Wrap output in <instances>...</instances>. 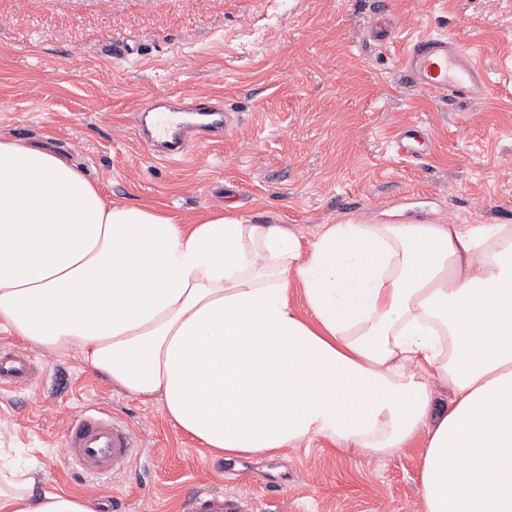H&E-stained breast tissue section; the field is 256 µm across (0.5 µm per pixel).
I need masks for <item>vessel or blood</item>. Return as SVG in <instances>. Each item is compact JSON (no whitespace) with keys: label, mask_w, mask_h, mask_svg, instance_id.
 I'll return each mask as SVG.
<instances>
[{"label":"vessel or blood","mask_w":512,"mask_h":512,"mask_svg":"<svg viewBox=\"0 0 512 512\" xmlns=\"http://www.w3.org/2000/svg\"><path fill=\"white\" fill-rule=\"evenodd\" d=\"M401 68L415 88L443 102L475 103L487 96L486 72L473 49L447 36L423 34L409 41L401 55ZM239 117L210 98L196 96L190 112L168 109L160 101L143 106L136 128L155 159L178 163L193 148L221 141L236 127ZM424 141L419 130L407 129L395 141L403 156L420 157ZM37 377L31 355L0 344V390L26 387ZM138 446L132 429L101 410L85 405L74 414L63 441L66 466L104 480L128 465ZM189 512H248L245 498L221 491H206L189 502Z\"/></svg>","instance_id":"vessel-or-blood-1"}]
</instances>
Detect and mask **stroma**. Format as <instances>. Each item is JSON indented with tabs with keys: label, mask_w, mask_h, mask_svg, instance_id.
I'll use <instances>...</instances> for the list:
<instances>
[{
	"label": "stroma",
	"mask_w": 512,
	"mask_h": 512,
	"mask_svg": "<svg viewBox=\"0 0 512 512\" xmlns=\"http://www.w3.org/2000/svg\"><path fill=\"white\" fill-rule=\"evenodd\" d=\"M425 31L479 46L482 103L408 85L400 56ZM185 92L222 96L239 123L183 162L154 159L134 114ZM412 126L428 134L417 160L394 149ZM0 135L64 152L107 200L185 228L216 212L304 236L350 219L512 225V0H0ZM32 353L35 383L0 393V448L97 512H188L210 489L253 512H423L421 441L376 456L317 438L227 460L75 350ZM84 405L139 443L104 481L62 462Z\"/></svg>",
	"instance_id": "obj_1"
}]
</instances>
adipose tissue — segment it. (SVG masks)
Listing matches in <instances>:
<instances>
[{
    "mask_svg": "<svg viewBox=\"0 0 512 512\" xmlns=\"http://www.w3.org/2000/svg\"><path fill=\"white\" fill-rule=\"evenodd\" d=\"M0 327L159 397L225 458L420 437L424 512H512L511 225L349 221L305 240L213 214L186 231L0 137ZM35 483L1 465L0 512H95Z\"/></svg>",
    "mask_w": 512,
    "mask_h": 512,
    "instance_id": "adipose-tissue-1",
    "label": "adipose tissue"
}]
</instances>
